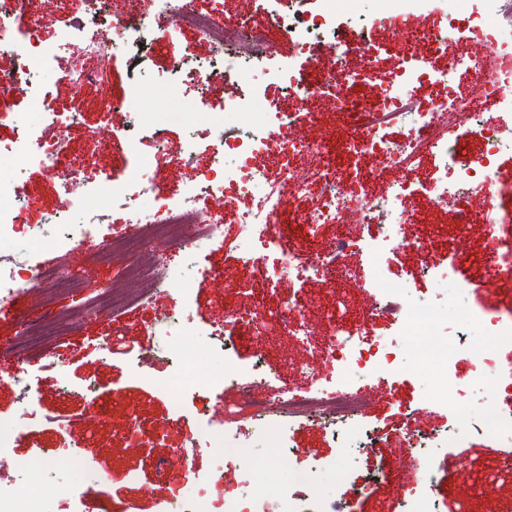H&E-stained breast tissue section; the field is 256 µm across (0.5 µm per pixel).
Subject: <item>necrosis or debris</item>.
Segmentation results:
<instances>
[{"mask_svg":"<svg viewBox=\"0 0 512 512\" xmlns=\"http://www.w3.org/2000/svg\"><path fill=\"white\" fill-rule=\"evenodd\" d=\"M38 4L39 0H0V49L10 53L11 78L21 87L30 83L35 69L47 66L69 49L64 40L48 43L41 24L15 26L14 19L19 13ZM152 5V12L138 21L115 19L111 44L90 41L91 51L103 55L112 45L138 46L144 34L153 30L169 37L184 30L193 31L203 40L225 49L214 64L194 71L193 79L201 91L216 77L228 75L230 69L264 67L272 55L265 29L250 19L241 17L230 25L219 24L214 13L199 11L194 0H152ZM339 13L358 15L359 0H321L318 12L294 16L283 22L282 27L294 43L304 46L312 37L329 32L332 20ZM423 21V30L413 31L412 37L426 39V54L402 55L396 69L381 82L374 83L372 103L363 113H356L345 86L371 80L372 68L367 65L354 72L342 69L336 62L337 57L345 53L340 45L335 48V57L321 62L325 71L323 80L313 87L297 88L294 113L272 115L267 104L255 93H238L211 105L214 117L232 114L248 125V133L227 136L209 148L212 165L195 172L181 193L158 196L156 209L148 212L137 206L136 199L154 192L160 174L159 151L151 131L161 123L184 119L182 112L155 95L153 84L138 81L132 86L135 97L148 95L152 101L148 108L134 113L129 121L135 133L128 137L127 145L135 163L125 180L114 179L103 168L88 172L64 168L62 160L69 154L70 147L59 135L35 138L22 134L16 151L20 162L37 165L62 186L82 185L87 193L76 196V205H83L88 198L94 199L95 204L88 222L66 223L61 232H49L28 222L30 203L24 198L23 187L15 181L0 179V240L10 238L16 243L13 250L0 251V306L9 305L24 294L40 296L60 287L64 275L46 256L69 248L87 250L99 262L118 255L130 259L131 280L140 283L141 288L137 291L132 287L94 290L88 303L103 315H113L137 305L148 298L150 286L175 275L180 276L184 293L204 287L213 276L210 270L200 269L194 275L183 276L178 267L146 261L139 256L140 245L151 235L162 236L169 250L181 256L192 253L201 240H218L221 217L195 206L198 196L203 195L237 210L239 250L246 257L259 255L268 266L271 278L285 275L300 283L312 281L327 285L343 278L344 259L349 253H366L370 261L361 281L373 302L369 318L389 320L409 334L428 339L426 348L412 352L392 341L334 327L322 360L336 369L335 382L317 386L307 395L285 390L271 400L253 397L247 371L236 363L225 362L223 381L239 386L240 406L255 412L278 410L287 414L292 422L310 419L315 410H322L330 419L332 433L341 447L357 448L366 433L360 419L367 409L359 381L377 375L397 380L405 359L422 363L426 361V351L432 350L437 359L431 364L429 394L437 399L455 394L457 416L466 419L470 382L457 376L456 359L472 360L474 373L479 377L495 375L502 364L495 350L479 351L469 344H452L451 339L472 324L482 326L486 335L512 341V317L488 320L465 303L457 304L452 317L441 309H414L407 286L390 282L377 262L383 253L422 247L420 241L400 234L406 200L414 193L411 182L399 181L380 196L356 191L339 175L336 161L326 150L323 139L308 137L302 130L303 125L316 120L315 113L307 108L309 97L320 95L332 99L337 111L351 118L345 130V145L350 152L370 155L373 162L401 171L420 156L435 157L439 175L430 190L432 206L446 207L463 191L481 194L488 201L493 198L498 161L512 148V128L475 123L469 104L454 92L453 86L457 74L476 73L477 93L498 99L504 111L512 112V97L501 95L503 87L512 84V71L486 67L479 55L458 56L445 69L437 67L436 61L446 54L449 39L478 30L493 33L494 52L512 56V0H471L461 11L439 19L427 15ZM428 85L448 88L446 102L436 104L417 95L418 87ZM465 124L482 139L484 147L472 165L460 168L456 165L458 145L449 140L448 134ZM395 126L405 127L402 139H391L389 131ZM302 155L314 161L317 176H310L308 169L297 166L296 160ZM265 157L274 159L275 175H268L260 167L259 161ZM270 177L276 182L275 190L267 193L261 202H254L256 189ZM306 195L311 196L312 206L301 214V223L311 228L335 225L336 238L325 250L303 258L275 233L274 226L287 203ZM120 199L129 210L131 231L120 242L99 237L98 224ZM366 224L381 225L380 236L366 240L349 231L350 226ZM53 322L50 315L40 322L20 317L21 332L16 343L1 350L0 358L9 361L12 370H23L25 348L41 343ZM179 333L176 326L163 331L175 365L172 376L163 383L164 388L214 386V379L204 371L213 349V338L186 346L180 343ZM207 445L217 460L215 474L208 483L188 490L185 499L177 504L178 512H266L259 476L271 469V460H252L249 470L239 475L241 483L249 488L247 495L228 496L224 493L225 471L236 461L250 458L251 451L236 437L214 430L207 433Z\"/></svg>","mask_w":512,"mask_h":512,"instance_id":"4bbe7bcc","label":"necrosis or debris"}]
</instances>
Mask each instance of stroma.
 <instances>
[{"mask_svg": "<svg viewBox=\"0 0 512 512\" xmlns=\"http://www.w3.org/2000/svg\"><path fill=\"white\" fill-rule=\"evenodd\" d=\"M199 9H219L222 19L247 14L260 23L270 16H288L296 9L294 0H196ZM422 23L418 13L399 19L394 29L373 26L345 18L336 21V37L347 48L343 67L357 71L373 63L376 74L386 77L393 71L401 54L418 51L419 46L399 41L392 53H384L382 44L390 32H403ZM70 35L69 54L53 67L39 71L32 79L35 89L52 93L62 112H77L79 124L66 134L72 144V161L88 167H100L124 179L132 166L126 137L114 127L102 110L103 103L126 101L129 111L140 104L130 97V86L137 76L160 80L168 96L196 105L200 98L215 101L231 90L222 80H214L205 90L184 83L173 76L176 62L184 52L200 60L210 58V45L194 33L169 40L159 33L146 34L138 53L122 49L112 51L107 64L87 55L82 36ZM269 36L274 55L270 72H254L250 78L268 104L279 112L294 111L296 97L287 85L276 79L273 68L290 66L295 79L313 86L323 78L319 59L329 53L327 44L318 43L300 50L288 40L282 28L271 26ZM102 69L100 80L72 91L67 73L72 65ZM467 98L472 112L488 125L511 126L512 113L500 111L496 101L475 91V80L459 75L455 86ZM9 112L0 120V178L17 181L38 204L29 214L33 224H48L56 216L69 223L84 221V211L76 209L71 194L37 169L19 173L13 154L18 132L28 129L53 135L44 116L29 111L23 95L15 93L0 101ZM309 108L318 123L313 135L326 137L343 179L359 175L366 193L377 194L403 174L392 168L373 170L371 158L348 154L343 146L344 117L322 97L309 100ZM233 125L232 119L198 125L160 127L164 145L161 154V184L164 192L181 188L195 169L206 166V146L221 139ZM436 162L425 155L412 165L411 177L417 195L406 202V236L426 240L424 252L400 250L388 254L382 265L390 281L408 285L416 308L439 306L451 311L457 298L488 318L512 315V277L497 270L498 255L507 237L505 226L472 224L460 228L455 222L459 209H483L484 198L463 194L445 209L432 207L429 190L437 176ZM310 199L301 198L282 211L276 230L287 245L304 256H311L336 236L334 225L310 229L297 220L302 210L310 208ZM220 244L205 243L195 250L191 260L196 265L223 271L220 279L209 280L194 290L189 302H182L178 284L170 283L161 292L138 306L108 318L87 309L91 284L119 285L121 264H91L84 253L50 254L52 263L65 268L75 288L62 295L47 294L41 299L17 297L13 313L0 319V348L10 347L17 333L16 319L25 315L37 319L56 310L80 312L77 329L54 336L47 348L29 352L27 373L0 370V417L12 418L31 408L36 412L32 425L0 461V491L9 493L28 485L44 499L49 512H161L164 502L177 501L190 484L211 477L214 454L205 446V429L226 430L249 441L254 456L272 458L282 472H313L315 483L305 488L307 497L317 498L322 512H400L410 491H420L435 502L437 512H512V449L481 428L493 414L488 380L475 381L472 413L456 447L435 455L425 481H418L416 450L406 442V433L420 430L434 436L444 435L457 424L453 402L427 398V368L407 360L397 385L372 377L364 385L370 393V409L365 423L374 430V446L369 450L343 453L331 431L316 422L285 425L279 441L270 440L262 420L238 407L231 388L168 392L160 383L173 370L162 337L155 330L171 310L185 317L182 343L195 341L199 331L220 330L222 344L216 347L206 371L212 376L224 373V358L232 356L244 368L253 365L274 367L276 378L254 386L255 395L271 399L279 389L304 392L315 387L331 371L320 359L327 347L333 322L362 329L368 335L410 345L413 336L383 320L367 317L369 301L359 286V276L367 257L355 253L347 257L350 275L342 281L320 286L288 279L270 282L263 262L239 260L236 216L223 212ZM454 255L459 268V284L452 287L430 278L423 268L424 256ZM247 284V291H237V284ZM264 304L265 327L261 333L246 326L232 325L244 305L252 298ZM305 306L304 328H283L276 320L285 301ZM91 439L84 449L89 476L77 479L69 465L72 439ZM199 446L200 454L187 458L184 450ZM40 457L42 467L31 477L15 469L13 459Z\"/></svg>", "mask_w": 512, "mask_h": 512, "instance_id": "stroma-1", "label": "stroma"}]
</instances>
